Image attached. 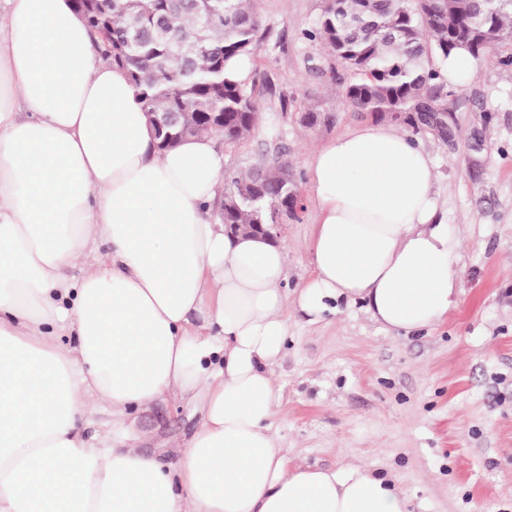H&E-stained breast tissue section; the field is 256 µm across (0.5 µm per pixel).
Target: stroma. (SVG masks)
Masks as SVG:
<instances>
[{
	"mask_svg": "<svg viewBox=\"0 0 512 512\" xmlns=\"http://www.w3.org/2000/svg\"><path fill=\"white\" fill-rule=\"evenodd\" d=\"M265 37L251 61L260 106L252 135L221 145L231 171L282 147L299 190L314 149L366 123L346 110L329 79L332 61L313 28L322 0H258ZM284 98L285 110L270 108ZM441 103L456 136L416 130L430 151L448 227L460 240L461 295L447 319L416 335L383 330L362 305L320 318L288 307V344L273 368L281 392L273 429L290 465L366 467L405 491L408 512H512V36L494 62ZM314 112V126L301 118ZM482 131L486 145L467 142ZM314 213L282 218L286 292L314 274L308 244ZM198 416L170 396L132 415L135 447L175 460Z\"/></svg>",
	"mask_w": 512,
	"mask_h": 512,
	"instance_id": "obj_1",
	"label": "stroma"
}]
</instances>
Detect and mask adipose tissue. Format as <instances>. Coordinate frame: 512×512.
Here are the masks:
<instances>
[{
	"label": "adipose tissue",
	"mask_w": 512,
	"mask_h": 512,
	"mask_svg": "<svg viewBox=\"0 0 512 512\" xmlns=\"http://www.w3.org/2000/svg\"><path fill=\"white\" fill-rule=\"evenodd\" d=\"M223 169L208 135L158 148L72 0H0V512H408L371 469L290 466L272 368L288 303L406 335L457 306L430 152L374 122L315 148L291 298L284 247L211 221ZM171 395L200 414L177 462L84 433Z\"/></svg>",
	"instance_id": "1"
}]
</instances>
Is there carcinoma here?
I'll use <instances>...</instances> for the list:
<instances>
[{
  "mask_svg": "<svg viewBox=\"0 0 512 512\" xmlns=\"http://www.w3.org/2000/svg\"><path fill=\"white\" fill-rule=\"evenodd\" d=\"M112 54L138 88L148 112H188L189 130L170 131V144L215 135L202 112L224 113V143L248 138L256 128L253 82L233 77L230 65L259 53L262 20L255 0H113ZM512 24V0H323L316 27L305 32L336 61L331 81L341 103L375 119L417 127L415 108L435 104L447 85L441 63L452 52L448 35L469 33L479 55L496 60ZM298 190L288 160L278 156L224 176V223L269 224L275 207L287 210Z\"/></svg>",
  "mask_w": 512,
  "mask_h": 512,
  "instance_id": "cac0c4a2",
  "label": "carcinoma"
}]
</instances>
